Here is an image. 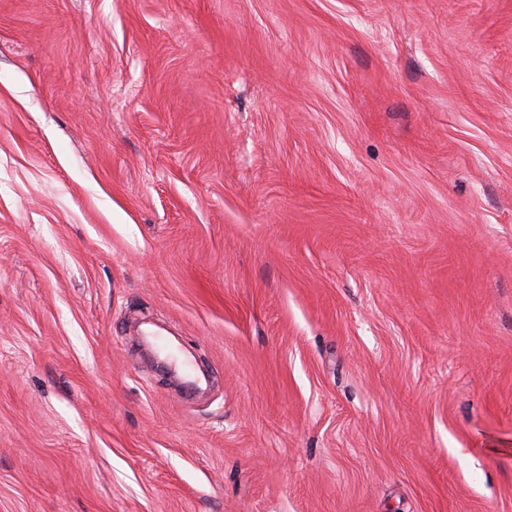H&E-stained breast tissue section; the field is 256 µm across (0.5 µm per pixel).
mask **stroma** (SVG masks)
<instances>
[{
  "label": "stroma",
  "instance_id": "1",
  "mask_svg": "<svg viewBox=\"0 0 512 512\" xmlns=\"http://www.w3.org/2000/svg\"><path fill=\"white\" fill-rule=\"evenodd\" d=\"M0 512H512V0H0Z\"/></svg>",
  "mask_w": 512,
  "mask_h": 512
}]
</instances>
